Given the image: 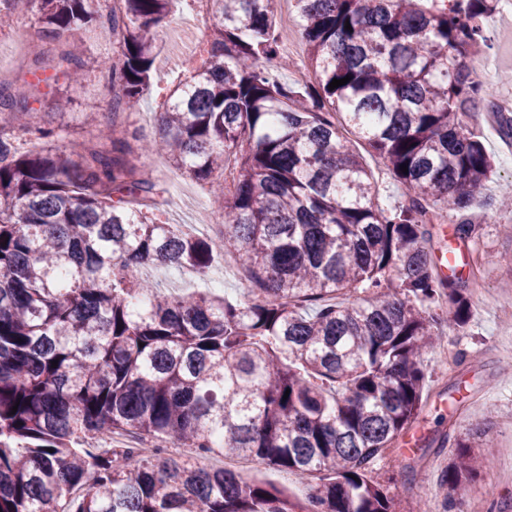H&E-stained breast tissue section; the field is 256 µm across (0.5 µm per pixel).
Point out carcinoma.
Listing matches in <instances>:
<instances>
[{"instance_id": "1", "label": "carcinoma", "mask_w": 512, "mask_h": 512, "mask_svg": "<svg viewBox=\"0 0 512 512\" xmlns=\"http://www.w3.org/2000/svg\"><path fill=\"white\" fill-rule=\"evenodd\" d=\"M30 2L46 39L96 24L118 45L98 70L112 114L136 110L173 0L107 13L95 0ZM213 2L206 59L136 148L113 122L107 148L47 147L55 131L32 121L37 52L0 84V512H394L369 474L426 406L423 351L470 318V288L434 274L427 244L449 216L457 240L475 239L467 213L494 166L464 118L495 103L462 60L481 51L479 20L499 0H293L309 50L300 88L273 77L275 0ZM64 59L81 82L80 47ZM492 116L511 140L512 112ZM356 139L404 203L375 201ZM155 153L210 186L224 241L143 213L167 203L139 166ZM226 252L254 298L166 294L142 276L205 277ZM116 432L150 447H100ZM481 436H448L442 487L479 474ZM161 442L320 478L292 498L165 457Z\"/></svg>"}]
</instances>
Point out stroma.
Here are the masks:
<instances>
[{
	"mask_svg": "<svg viewBox=\"0 0 512 512\" xmlns=\"http://www.w3.org/2000/svg\"><path fill=\"white\" fill-rule=\"evenodd\" d=\"M191 17V0H178L169 25L163 28L150 88L137 110L125 118L128 131L138 139L150 140L158 134V115L167 92L186 65L181 46L193 35L184 28ZM482 27L488 42L466 64L473 77L493 89L495 102L512 100V0H501ZM276 30L289 63L275 76L288 84L297 83L307 74L301 26L280 23ZM76 37L85 47L87 77L82 83L70 81V66L60 57L36 73L43 98L35 106L34 120L60 130L53 147L64 152L75 142L97 143L98 127L90 117L108 112L111 100L97 70L100 57L110 54L111 46L101 44L90 26L77 31ZM467 123L480 135L494 161V173L481 192L480 202L469 212L472 223L479 226V246L489 260L473 271L464 263L459 266V274L474 275L479 284L472 294L470 322L464 330L447 331L442 349L426 354L428 404L419 421L403 433L394 453L373 465L372 479L395 497L397 512H427L429 507L442 506L445 490L437 477L448 463L449 451L440 441L446 434L469 429L484 430L483 443L492 454L485 472L456 491L455 512H469L477 501L484 512H489L493 503L512 500V326L505 322L507 310H512V238L500 231L501 225L512 224V209L499 206L502 190L512 184V143L500 135L487 112L473 114ZM149 171L169 188L172 207L164 215L167 223H179L175 208L187 201L207 220V237L223 238L224 215L212 207L208 185L170 170L161 156L152 157ZM211 463L238 471L246 481L275 485L294 498H305L316 483L315 478L301 479L257 459L243 462L215 457ZM492 471L501 474L494 485L488 481Z\"/></svg>",
	"mask_w": 512,
	"mask_h": 512,
	"instance_id": "1",
	"label": "stroma"
}]
</instances>
